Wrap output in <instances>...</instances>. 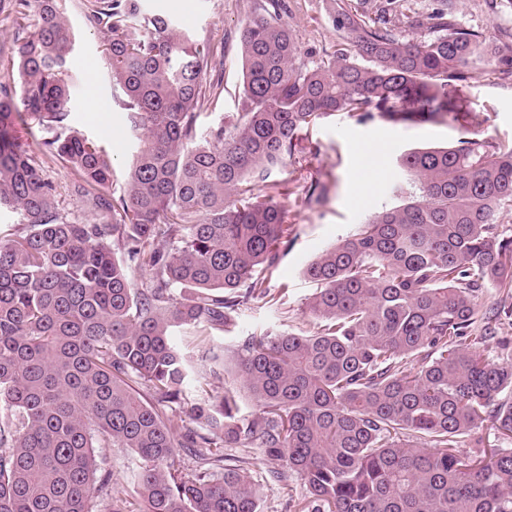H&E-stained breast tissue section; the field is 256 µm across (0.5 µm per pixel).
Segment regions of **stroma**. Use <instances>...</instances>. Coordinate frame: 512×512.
Listing matches in <instances>:
<instances>
[{
  "mask_svg": "<svg viewBox=\"0 0 512 512\" xmlns=\"http://www.w3.org/2000/svg\"><path fill=\"white\" fill-rule=\"evenodd\" d=\"M282 20L295 35L301 51H320L333 45L336 33L329 23V0H287ZM248 0H141L146 12L171 16L187 32L207 39L224 51V93L201 109L198 130L207 133L238 111L241 80L240 36ZM458 22L490 38L499 52L512 56V0H455ZM66 17L76 34L68 57L71 92L67 103L69 126L97 141L112 161L114 177L107 194L120 197L125 171L135 148L127 112L114 89L105 62L101 38L88 22L82 0H66ZM96 111H87L88 100ZM466 126L456 124L395 125L379 118L361 120L339 112L301 132L286 169L290 188L303 191L324 185V198L310 207L288 209L292 226L287 253L268 279V294L250 298L234 316L231 332L211 336L198 332L180 348L192 361L195 376L205 377L210 392L223 391L234 372V351L249 336L303 333L312 328L306 302L315 286L303 274L324 249L352 234L370 213L408 202L394 194V184L405 175L397 159L414 147L445 146L477 137L493 143H512V76L476 63L470 72L467 97L461 104ZM16 137L40 157L56 190L62 213L82 221L92 214L73 192L76 173L60 161L44 156L47 131L27 120L15 123ZM224 455L239 462L252 476L260 495L261 512H295L305 491L296 475L287 481L272 478L279 461L256 448H228ZM101 470L112 474V494L127 499L129 512H143L136 487L140 461L126 448L97 451Z\"/></svg>",
  "mask_w": 512,
  "mask_h": 512,
  "instance_id": "35a3bbf8",
  "label": "stroma"
}]
</instances>
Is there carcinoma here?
<instances>
[{
  "label": "carcinoma",
  "mask_w": 512,
  "mask_h": 512,
  "mask_svg": "<svg viewBox=\"0 0 512 512\" xmlns=\"http://www.w3.org/2000/svg\"><path fill=\"white\" fill-rule=\"evenodd\" d=\"M341 0L336 43L306 62L280 21L286 0H255L241 36V111L202 137L198 110L224 91L214 47L140 0H84L123 95L136 147L119 200L101 192L112 162L68 130L73 31L62 0H0L16 27L18 86L0 82V207L21 226L0 236V512H126L96 449L140 459L144 512H260L226 448H262L306 488L300 512H512V342L478 292L512 286V144L464 138L413 148L399 163L413 202L373 212L304 269L318 330L250 338L232 385L188 404V358L175 333L224 332L263 291L292 234L283 200L319 199L274 174L299 132L338 112L396 125L461 123L472 65L512 68L448 0ZM37 23L28 30L27 10ZM424 26L402 41L396 25ZM24 114L44 155L78 176L94 221L56 207L41 165L11 134ZM164 242L162 251L155 244ZM122 256H117V253ZM152 271L135 287L129 264ZM495 342L500 356L486 354ZM257 403L238 415V393ZM204 425L176 468L166 410ZM480 438L482 454L460 448Z\"/></svg>",
  "instance_id": "carcinoma-1"
}]
</instances>
